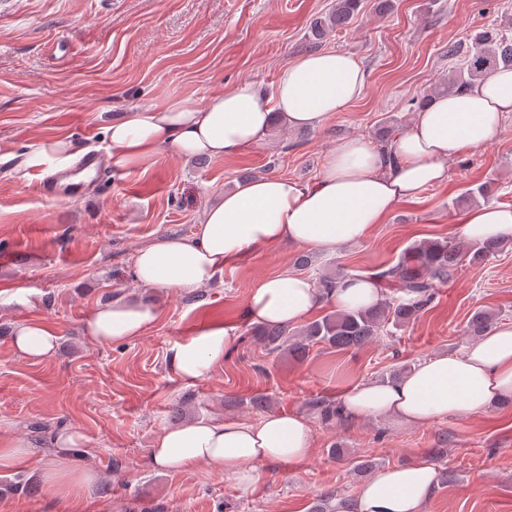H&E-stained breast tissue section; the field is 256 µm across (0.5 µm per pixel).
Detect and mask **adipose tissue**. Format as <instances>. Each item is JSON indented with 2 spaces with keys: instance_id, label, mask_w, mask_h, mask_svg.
Here are the masks:
<instances>
[{
  "instance_id": "1",
  "label": "adipose tissue",
  "mask_w": 512,
  "mask_h": 512,
  "mask_svg": "<svg viewBox=\"0 0 512 512\" xmlns=\"http://www.w3.org/2000/svg\"><path fill=\"white\" fill-rule=\"evenodd\" d=\"M365 83L353 55L309 52L282 66L269 89L242 81L204 102L184 97L129 109L106 129L108 160L113 169L125 170L150 161L163 147L186 157H234L263 144L275 126H320L360 98ZM506 112H512V70L502 69L460 94L433 99L389 151L360 138L343 140L314 184L275 175L237 183L204 209L190 236L164 237L140 249L134 278L146 287L195 292L210 286L225 264L259 247L288 241L329 254L338 245L361 243L397 204L446 183L449 160L491 142ZM77 154L69 138L55 137L26 154L21 165L63 169ZM462 234L471 241L512 237V207L467 212ZM381 297L373 278H342L326 294L313 276L285 268L250 290L244 311L248 323L258 327L294 324L326 300L348 309ZM156 317L152 304L117 297L97 307L84 329L103 344L126 342L141 336ZM235 339L232 325L201 326L179 345L172 368L194 382L223 361ZM11 346L26 359L44 361L53 357L57 338L46 323L16 322ZM510 398L512 322H504L465 351L429 358L396 381L356 385L341 403L355 417L427 425ZM310 451L308 420L288 411L256 422L209 419L163 428L151 460L169 471L207 462L246 489L258 480L261 466L296 463ZM437 474L426 461L383 468L356 496L336 498L335 512H424Z\"/></svg>"
}]
</instances>
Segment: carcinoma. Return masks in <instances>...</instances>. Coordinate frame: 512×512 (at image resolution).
Masks as SVG:
<instances>
[{
  "mask_svg": "<svg viewBox=\"0 0 512 512\" xmlns=\"http://www.w3.org/2000/svg\"><path fill=\"white\" fill-rule=\"evenodd\" d=\"M360 6L361 0H335L332 11L311 24V44L318 46L329 31L348 27ZM505 68L512 69V34L500 29L486 31L476 38L474 51L462 57L458 67L421 99L413 98L411 102L423 104L439 95L454 94ZM506 244L505 240L480 243L445 239L413 244L395 263L383 264L374 273L383 288L377 305L337 310L295 331L286 326H270L261 331V342L271 353L288 351L299 357L316 344L337 349L361 347L386 332L388 323L404 324L430 306L438 288L457 276L463 257L481 263L503 250ZM494 324L496 318L492 313L478 310L469 322L470 335L482 336ZM336 496L331 490L315 494L311 512H334L332 502Z\"/></svg>",
  "mask_w": 512,
  "mask_h": 512,
  "instance_id": "1",
  "label": "carcinoma"
}]
</instances>
